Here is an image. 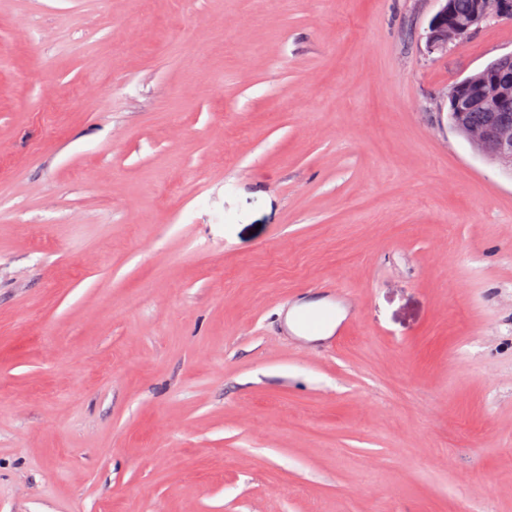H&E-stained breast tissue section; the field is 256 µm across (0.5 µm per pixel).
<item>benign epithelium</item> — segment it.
Segmentation results:
<instances>
[{
  "mask_svg": "<svg viewBox=\"0 0 512 512\" xmlns=\"http://www.w3.org/2000/svg\"><path fill=\"white\" fill-rule=\"evenodd\" d=\"M440 7L431 18L426 34L430 53H446L479 28L493 21H512V0H470L464 10L454 0H436ZM482 79L468 76L448 92V120L483 159L499 165L512 175V122L503 113H512V52L488 63L480 70ZM484 112V122L470 124L468 113Z\"/></svg>",
  "mask_w": 512,
  "mask_h": 512,
  "instance_id": "1",
  "label": "benign epithelium"
}]
</instances>
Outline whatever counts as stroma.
<instances>
[{"label":"stroma","mask_w":512,"mask_h":512,"mask_svg":"<svg viewBox=\"0 0 512 512\" xmlns=\"http://www.w3.org/2000/svg\"><path fill=\"white\" fill-rule=\"evenodd\" d=\"M438 8L0 0V512H512V22ZM437 0L440 7L431 18L426 34L429 53H447L482 26L493 21H512V0ZM479 73L481 80L476 79V73L449 90L448 120L478 155L498 164L512 177V122L501 115L512 113V51L491 61ZM469 121L474 125L483 123L476 127Z\"/></svg>","instance_id":"1"}]
</instances>
